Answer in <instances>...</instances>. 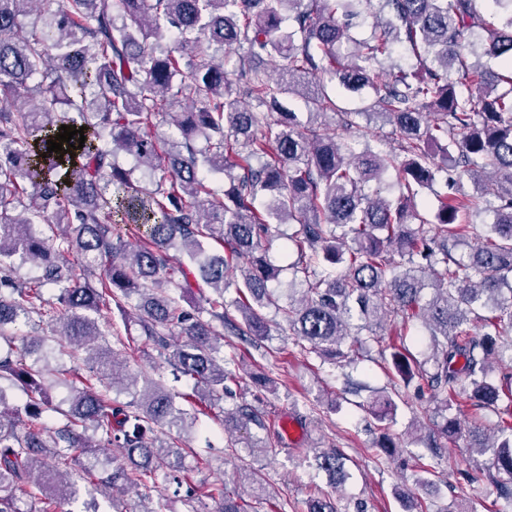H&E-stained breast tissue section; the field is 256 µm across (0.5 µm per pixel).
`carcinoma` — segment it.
<instances>
[{
    "mask_svg": "<svg viewBox=\"0 0 512 512\" xmlns=\"http://www.w3.org/2000/svg\"><path fill=\"white\" fill-rule=\"evenodd\" d=\"M38 2L0 0V512H63L80 486L110 497L160 473L188 482L183 452L165 440L196 422L177 400L236 396L240 381L224 370L216 325L262 340L270 306L303 352L323 362L362 350L365 332L378 341L390 317L405 329L421 324L424 360L396 345L379 356L404 384L446 394L438 425L446 439L461 434L459 397L496 413V441L476 430L471 437L491 452L492 480L512 501V0H494L501 11L489 18L475 0H64L59 12L26 20ZM363 13L376 21L359 41L349 20ZM241 43L249 55L232 80L221 54ZM396 44L417 65H396L377 85L371 70ZM485 57L503 71L486 68ZM277 69L311 74L319 88L274 81L268 71ZM333 82L352 94L373 89L398 150L366 141L357 151L329 125L283 109L284 98L298 96L309 116L332 114L346 130L371 117L340 109L327 91ZM244 96L270 111L242 107ZM182 101L188 108L172 110ZM161 112L177 133L164 143L146 132ZM62 125L86 127L83 148H70L77 134L66 154L47 152ZM122 153L136 165L123 167ZM389 169L399 196L368 194ZM441 170L446 191L428 219L416 198ZM211 173L229 187L214 188ZM478 212L491 217L487 230L458 257L452 244ZM122 224L140 233L137 248L127 247ZM283 224L299 225L288 241L304 283L289 289L286 306L270 288L282 268L263 249ZM209 240L228 256L208 253ZM16 257L40 275L21 277ZM231 284L237 297L228 300ZM46 286L56 290L49 298ZM194 288L199 300L188 310L182 301ZM114 307L137 312L140 338L167 355L173 380L193 383V393L160 379L140 388L117 365L102 329ZM45 318L59 325L47 349L15 328ZM62 356L71 367L52 365ZM47 381L70 389L54 430L42 422ZM115 388L130 400L116 402ZM12 389L27 396L24 422L9 405ZM396 411L383 395L373 415L384 422ZM230 424L261 427L263 411L226 409ZM99 448H120L124 460L102 462ZM313 461L332 485L348 478L339 450L317 451ZM265 493L254 475L252 505L222 484L187 487L185 503L188 512H200L205 498L214 512H259ZM307 512L340 510L322 495Z\"/></svg>",
    "mask_w": 512,
    "mask_h": 512,
    "instance_id": "1",
    "label": "carcinoma"
}]
</instances>
